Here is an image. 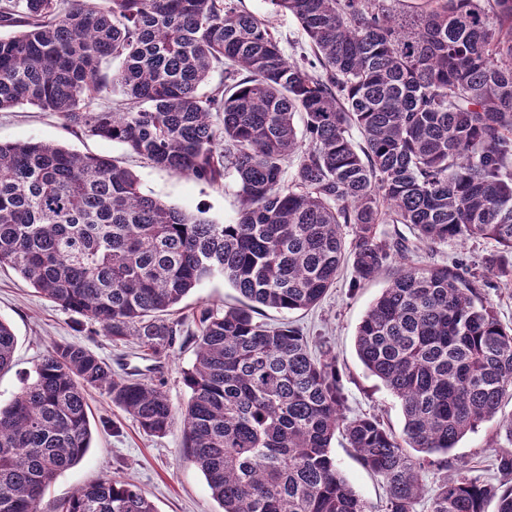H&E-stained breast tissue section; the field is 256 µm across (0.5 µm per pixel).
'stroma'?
<instances>
[{
    "mask_svg": "<svg viewBox=\"0 0 512 512\" xmlns=\"http://www.w3.org/2000/svg\"><path fill=\"white\" fill-rule=\"evenodd\" d=\"M242 6L258 17L271 20L285 54L305 46L306 38L297 21L282 13H272L267 0H242ZM30 139L123 161L138 176L146 193L186 212H200L224 224L233 222L238 215L240 202L233 178L211 186L174 175L131 156L122 144L73 132L53 112L31 106L0 112V141ZM488 249L486 242L473 240L464 245L441 244L431 251L420 250L419 255L426 262H459L475 268ZM387 285L384 276L369 283L354 284L352 269L346 265L316 307L290 312L266 308L261 319L271 325L288 323L301 331L312 351L327 350L335 355L346 415H377L398 434L403 427L401 407L384 385L366 371L355 348L363 316ZM241 302V295L220 277L192 290L170 314L171 319L181 323L178 347L169 358L153 364L142 359L136 340L112 343L87 317L55 306L36 293L18 272L9 267L0 268V318L11 325L17 338L14 365L0 374V402L8 403L20 393L24 377L33 372L36 363L55 343L77 342L105 358L117 372L135 367L151 369L153 379L162 382L173 406L184 409L189 391L183 377L194 358L196 312L203 306L221 311ZM89 403L94 416L92 445L79 464L50 484L42 501L43 512H52L54 504L68 498L76 488L106 475L137 484L157 512H221L203 473L185 456L181 426H174L166 435L151 436L130 415L112 406L106 395L92 392ZM497 426L494 420L484 423L467 433L450 453L451 458L466 462L474 475L493 484L499 478L491 448ZM331 447L338 468L354 490L373 506H380L385 497L380 479L361 466L354 450L342 438L333 439Z\"/></svg>",
    "mask_w": 512,
    "mask_h": 512,
    "instance_id": "obj_1",
    "label": "stroma"
}]
</instances>
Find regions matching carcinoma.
<instances>
[{
    "instance_id": "cac0c4a2",
    "label": "carcinoma",
    "mask_w": 512,
    "mask_h": 512,
    "mask_svg": "<svg viewBox=\"0 0 512 512\" xmlns=\"http://www.w3.org/2000/svg\"><path fill=\"white\" fill-rule=\"evenodd\" d=\"M73 2L0 6L11 30L0 35V112H56L198 182L219 184L231 168L241 209L220 224L144 192L114 158L0 141V267L156 360L179 332L166 315L203 282L222 277L244 302L200 310L180 412L162 385L55 344L0 405V512H41L52 481L85 457L93 389L147 434L181 423L222 512H373L331 454L338 433L384 483L382 512H417L429 470L451 471L429 512H512L511 450L496 451L497 485L448 467L512 398V327L484 297L490 277L512 283V0H414L407 11L269 0L311 47L291 57L241 0ZM216 71L218 85L200 92ZM471 239L492 244L481 272L416 261L422 245ZM347 260L359 284L391 272L355 346L401 405L399 437L375 415L343 413L336 357L258 320L263 307L319 304ZM16 344L1 319L0 371ZM57 510L157 512L116 478Z\"/></svg>"
}]
</instances>
